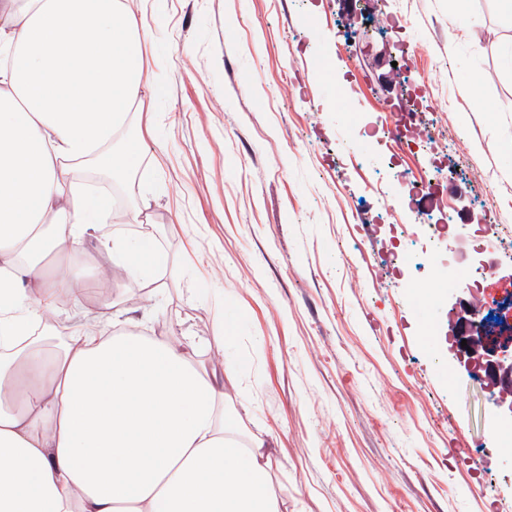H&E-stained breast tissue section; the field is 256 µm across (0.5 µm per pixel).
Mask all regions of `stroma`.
Listing matches in <instances>:
<instances>
[{
    "instance_id": "35a3bbf8",
    "label": "stroma",
    "mask_w": 512,
    "mask_h": 512,
    "mask_svg": "<svg viewBox=\"0 0 512 512\" xmlns=\"http://www.w3.org/2000/svg\"><path fill=\"white\" fill-rule=\"evenodd\" d=\"M137 6L163 88L134 107L147 150L126 184L168 258L149 334L208 341L200 362L249 398L244 436L270 443L273 488L300 512H512V451L491 430L507 405L486 377L436 373L451 307L485 316L512 293V238L485 223L492 209L512 225L497 146L512 136V19L494 0ZM456 12L479 23L453 39ZM406 108L429 137L392 169L380 135ZM419 224L448 230L441 262L411 271L397 244L421 247ZM463 249L472 275L442 292L423 344L413 287Z\"/></svg>"
}]
</instances>
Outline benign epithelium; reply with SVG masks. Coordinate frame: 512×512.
<instances>
[{"label": "benign epithelium", "instance_id": "7a95c632", "mask_svg": "<svg viewBox=\"0 0 512 512\" xmlns=\"http://www.w3.org/2000/svg\"><path fill=\"white\" fill-rule=\"evenodd\" d=\"M454 335L455 357L466 370L485 373L493 385L512 388V340L502 342L487 332L489 324L475 313L470 317L457 315ZM467 346H461V342Z\"/></svg>", "mask_w": 512, "mask_h": 512}]
</instances>
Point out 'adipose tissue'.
<instances>
[{
  "instance_id": "ef3b65f1",
  "label": "adipose tissue",
  "mask_w": 512,
  "mask_h": 512,
  "mask_svg": "<svg viewBox=\"0 0 512 512\" xmlns=\"http://www.w3.org/2000/svg\"><path fill=\"white\" fill-rule=\"evenodd\" d=\"M130 0H0V512H287L272 452L243 442L229 389L193 338L142 332L145 305L101 295L74 256L160 290L152 228L104 232L103 189L77 176L131 168L130 113L152 78ZM75 321L61 347L51 322Z\"/></svg>"
}]
</instances>
